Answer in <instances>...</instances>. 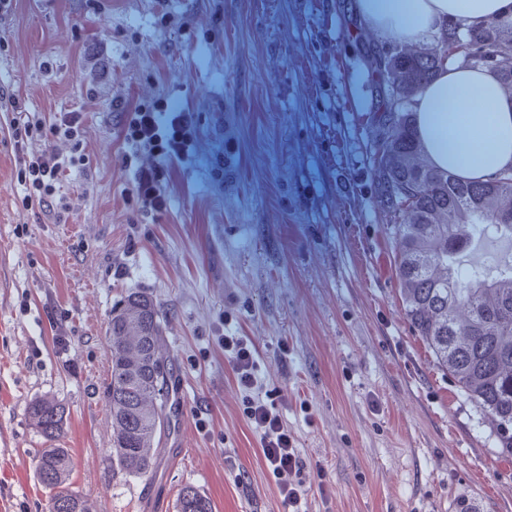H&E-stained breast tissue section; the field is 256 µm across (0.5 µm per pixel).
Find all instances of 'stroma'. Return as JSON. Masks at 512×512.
<instances>
[{"instance_id": "35a3bbf8", "label": "stroma", "mask_w": 512, "mask_h": 512, "mask_svg": "<svg viewBox=\"0 0 512 512\" xmlns=\"http://www.w3.org/2000/svg\"><path fill=\"white\" fill-rule=\"evenodd\" d=\"M104 2L98 15L87 0H16L0 15V85L30 109L86 107L93 176L66 223H40L0 112V512H49L28 420L41 395L68 408L73 486L96 512H176L186 485L215 512H283L226 333L256 348L303 458L323 468L309 512H512V458L402 314L369 159L391 38L354 0H136V33L126 0ZM130 112L158 113L177 140L160 215L124 203ZM129 292L160 305L189 394L186 455L149 482L113 475L102 397L106 323Z\"/></svg>"}]
</instances>
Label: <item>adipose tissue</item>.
<instances>
[{
    "label": "adipose tissue",
    "instance_id": "adipose-tissue-1",
    "mask_svg": "<svg viewBox=\"0 0 512 512\" xmlns=\"http://www.w3.org/2000/svg\"><path fill=\"white\" fill-rule=\"evenodd\" d=\"M361 19L397 40L426 41L442 24L476 28L492 16L512 19V0H357ZM416 132L434 163L481 182L512 167V100L490 72L437 70L417 95Z\"/></svg>",
    "mask_w": 512,
    "mask_h": 512
}]
</instances>
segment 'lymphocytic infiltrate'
Returning a JSON list of instances; mask_svg holds the SVG:
<instances>
[{"label": "lymphocytic infiltrate", "mask_w": 512, "mask_h": 512, "mask_svg": "<svg viewBox=\"0 0 512 512\" xmlns=\"http://www.w3.org/2000/svg\"><path fill=\"white\" fill-rule=\"evenodd\" d=\"M0 110L12 113L9 137L19 161L17 181L22 203L48 223H62L77 202L89 194L85 108L44 114L30 110L0 87ZM224 352L235 380L245 393L244 412L260 436V454L289 512L298 507L310 487V475L320 465L304 461L297 441L283 421L279 390L262 383L256 370V351L241 337L224 339Z\"/></svg>", "instance_id": "obj_1"}]
</instances>
